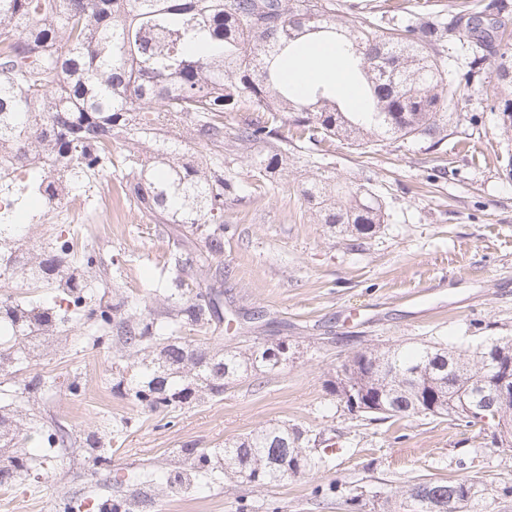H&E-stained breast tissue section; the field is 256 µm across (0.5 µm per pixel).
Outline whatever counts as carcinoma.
<instances>
[{"mask_svg":"<svg viewBox=\"0 0 512 512\" xmlns=\"http://www.w3.org/2000/svg\"><path fill=\"white\" fill-rule=\"evenodd\" d=\"M512 12L508 0H473L451 21L418 14L348 22L336 0H0V278L35 288H54L53 306H31L0 297V371L15 374L43 357L59 325L81 313L98 328L117 331L116 350L136 371L123 379L125 393L150 412L224 394L249 372L275 371L284 350L214 352L178 340L185 324L224 321V291L211 261L224 250V204L234 185L224 177V113L266 112L239 129L240 146L265 144L252 157L265 178L287 163L288 150L274 144L282 128H294L314 145L341 139L374 149L388 140H426L440 146L465 88L486 69V47L506 30L486 23L487 12ZM341 41L367 99L365 112H349L336 89L315 85L305 94L288 82L285 58H299L316 43ZM470 50L462 70L450 75L446 43ZM494 72L512 89V55L499 54ZM182 128L192 140L214 147L205 164L185 161L183 142L168 137ZM122 141L118 155L112 143ZM116 167L125 201L158 224L213 222L206 251L196 257L191 291L178 282L161 311L118 295L112 304L89 303V273L96 255L74 258V243L61 234L35 249L29 230L12 223L9 199L17 173L49 206L68 196L79 180ZM311 214L355 240L384 223L383 205L362 185L339 187L320 175L301 189ZM355 367L329 381L345 402L350 391L362 413L375 420L430 416L467 428L495 424L494 442L512 447V400L485 386L512 366V336L461 350L435 342L409 350L365 349ZM466 372L458 382L453 366ZM397 369L416 373L396 380ZM17 414L0 409V486L13 481L8 454L17 438ZM191 470L203 473L211 455L182 449ZM307 453L303 433L286 423L263 426L224 443L232 477L263 487L296 481L321 465ZM392 512H476L473 479L417 478Z\"/></svg>","mask_w":512,"mask_h":512,"instance_id":"1","label":"carcinoma"}]
</instances>
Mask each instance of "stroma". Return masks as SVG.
<instances>
[{"instance_id": "obj_1", "label": "stroma", "mask_w": 512, "mask_h": 512, "mask_svg": "<svg viewBox=\"0 0 512 512\" xmlns=\"http://www.w3.org/2000/svg\"><path fill=\"white\" fill-rule=\"evenodd\" d=\"M493 70L473 83L462 104L476 122L460 121L438 148L422 140L388 141L374 150L344 141L288 144V164L257 186L254 150L237 133L255 112L224 115V173L237 188L224 208V321L186 325L184 341L208 347L263 349L283 343L278 371L254 372L222 397L155 415L118 389L113 340L98 341L89 324L60 328L35 368L52 388L37 400L15 396L18 382L0 376V404L16 401L30 417L18 447L27 468L0 486L16 512H102L115 498L144 493L142 512H383L386 495L414 478L468 473L491 512H512L500 483H512V449L491 432L447 420L371 421L351 414L327 387L354 352L424 341L475 348L512 336V135L488 106ZM365 186L382 201L385 222L374 236L347 241L310 218L302 185L316 170ZM120 174L92 178L79 221L77 248L95 250L96 297L113 290L150 302L167 294L186 252L168 225L111 203ZM81 386L71 393V383ZM272 422L305 430L311 454L324 462L296 482L252 488L222 470L169 488L156 476L182 467L183 448H220ZM63 444L45 461L41 435ZM326 488L318 497L314 487Z\"/></svg>"}]
</instances>
